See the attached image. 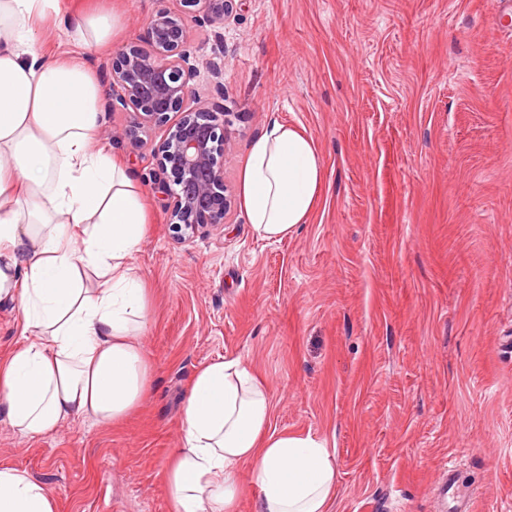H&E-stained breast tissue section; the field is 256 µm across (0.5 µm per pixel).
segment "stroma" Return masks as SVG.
<instances>
[{"instance_id": "35a3bbf8", "label": "stroma", "mask_w": 512, "mask_h": 512, "mask_svg": "<svg viewBox=\"0 0 512 512\" xmlns=\"http://www.w3.org/2000/svg\"><path fill=\"white\" fill-rule=\"evenodd\" d=\"M109 5L124 25L100 70L175 0ZM496 0H235L222 37L191 23L192 79L224 65L232 112L224 178L255 138L303 129L324 167L320 202L281 241L241 210L178 241L154 150L97 133L139 173L151 218L133 261L147 290L140 338L151 393L124 421L19 435L0 403V462L54 493L58 512H170L165 466L198 369L242 359L267 383L271 427L325 440L330 512H436L455 467L475 512H512V25Z\"/></svg>"}]
</instances>
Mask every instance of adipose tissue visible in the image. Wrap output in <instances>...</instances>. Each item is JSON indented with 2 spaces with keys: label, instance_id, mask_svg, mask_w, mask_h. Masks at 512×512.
Returning <instances> with one entry per match:
<instances>
[{
  "label": "adipose tissue",
  "instance_id": "1",
  "mask_svg": "<svg viewBox=\"0 0 512 512\" xmlns=\"http://www.w3.org/2000/svg\"><path fill=\"white\" fill-rule=\"evenodd\" d=\"M48 22L77 52L33 51ZM121 25L105 8L0 0V304L20 305L25 338L0 361V399L24 436L81 417L120 422L151 388L137 341L149 306L132 262L148 214L131 167L92 143L105 97L83 56ZM322 185L312 138L276 121L239 173L240 207L257 236L279 241L307 222ZM270 413L269 390L247 363L199 369L165 468L170 512H235L245 464L257 512H329L336 465L325 441L271 432ZM57 510L46 484L0 462V512Z\"/></svg>",
  "mask_w": 512,
  "mask_h": 512
}]
</instances>
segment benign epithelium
Segmentation results:
<instances>
[{
	"instance_id": "benign-epithelium-1",
	"label": "benign epithelium",
	"mask_w": 512,
	"mask_h": 512,
	"mask_svg": "<svg viewBox=\"0 0 512 512\" xmlns=\"http://www.w3.org/2000/svg\"><path fill=\"white\" fill-rule=\"evenodd\" d=\"M181 10L160 9L147 26L148 48L132 44L105 68V78L121 89L117 98L136 121L122 135L140 141L141 130L167 126L157 151L162 187L174 199L170 228L182 238L200 227H221L235 207L224 182V142L230 113L224 111V64L209 65L214 79L208 100L196 99L190 84L195 68L188 47L187 17L198 13L221 38L232 0H179ZM196 102L193 107L189 101Z\"/></svg>"
}]
</instances>
